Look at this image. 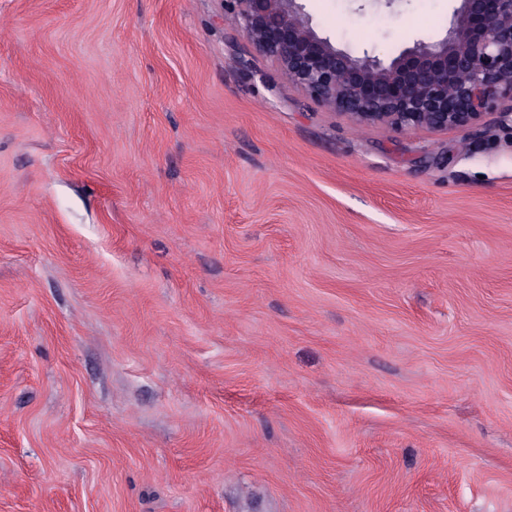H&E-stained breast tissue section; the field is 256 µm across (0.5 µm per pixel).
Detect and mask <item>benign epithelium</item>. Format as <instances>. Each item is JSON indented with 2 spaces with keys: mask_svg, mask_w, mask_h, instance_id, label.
<instances>
[{
  "mask_svg": "<svg viewBox=\"0 0 512 512\" xmlns=\"http://www.w3.org/2000/svg\"><path fill=\"white\" fill-rule=\"evenodd\" d=\"M241 31L322 107L399 134L477 125L512 101V0H457L445 35L382 59L344 51L301 0H226Z\"/></svg>",
  "mask_w": 512,
  "mask_h": 512,
  "instance_id": "obj_1",
  "label": "benign epithelium"
}]
</instances>
